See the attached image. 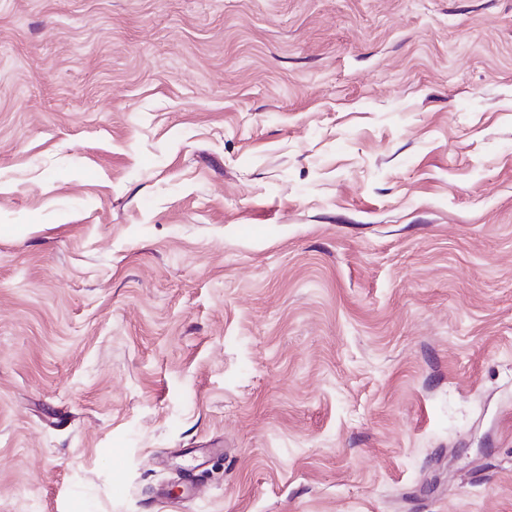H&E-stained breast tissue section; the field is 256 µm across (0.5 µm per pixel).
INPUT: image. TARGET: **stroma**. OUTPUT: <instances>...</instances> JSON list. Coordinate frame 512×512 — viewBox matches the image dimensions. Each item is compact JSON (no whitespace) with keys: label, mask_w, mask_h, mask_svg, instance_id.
I'll list each match as a JSON object with an SVG mask.
<instances>
[{"label":"stroma","mask_w":512,"mask_h":512,"mask_svg":"<svg viewBox=\"0 0 512 512\" xmlns=\"http://www.w3.org/2000/svg\"><path fill=\"white\" fill-rule=\"evenodd\" d=\"M0 512H512V0H0Z\"/></svg>","instance_id":"obj_1"}]
</instances>
